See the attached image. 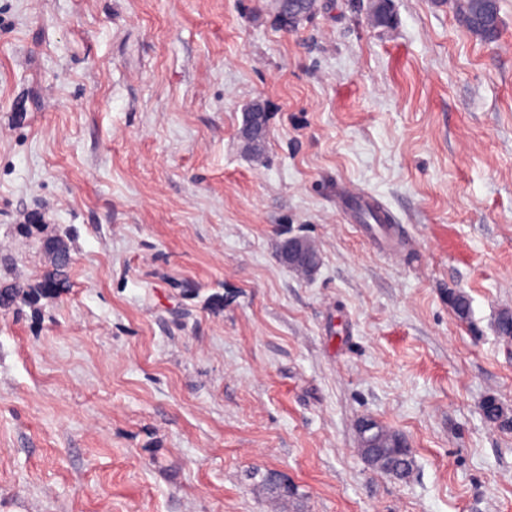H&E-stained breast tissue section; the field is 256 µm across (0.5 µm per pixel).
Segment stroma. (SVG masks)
Wrapping results in <instances>:
<instances>
[{
  "label": "stroma",
  "mask_w": 512,
  "mask_h": 512,
  "mask_svg": "<svg viewBox=\"0 0 512 512\" xmlns=\"http://www.w3.org/2000/svg\"><path fill=\"white\" fill-rule=\"evenodd\" d=\"M367 7L0 0V288L72 230L68 288L0 308V512H512L482 412L512 414V0L493 42L454 0ZM365 418L409 478L364 462ZM313 7L312 0H281L279 7V18L283 24L288 26V16L293 26L298 24ZM344 210L346 214L354 219L359 218L364 213H371V217L376 224H385L389 220L388 214L364 195L348 198L344 204ZM278 258L283 265L287 267L291 266L290 268L292 269L302 272H311L314 270L308 268L313 265L314 257L304 252L301 238L288 237L283 240L280 244ZM297 264H303L305 266ZM372 429V421L366 420L362 423L361 429L366 433ZM366 439L373 445L371 452V463L374 468L383 472H389L392 464L397 465L398 469L405 471V478L412 470L413 456L403 454L402 445L406 443L404 439L396 432L386 429L382 425L365 434Z\"/></svg>",
  "instance_id": "1"
}]
</instances>
